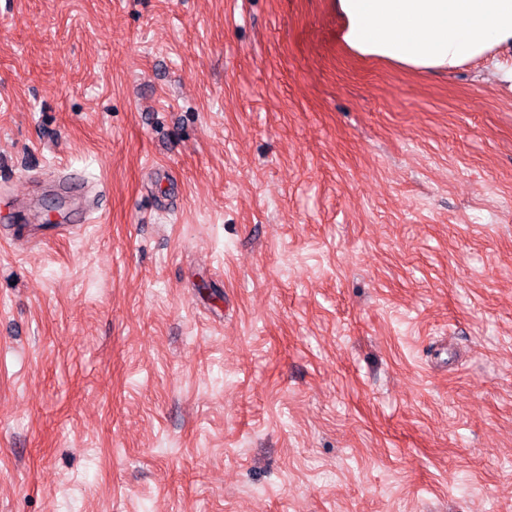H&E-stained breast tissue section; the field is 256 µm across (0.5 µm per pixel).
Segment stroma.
I'll return each instance as SVG.
<instances>
[{"label": "stroma", "instance_id": "stroma-1", "mask_svg": "<svg viewBox=\"0 0 512 512\" xmlns=\"http://www.w3.org/2000/svg\"><path fill=\"white\" fill-rule=\"evenodd\" d=\"M340 24L0 0V211L104 214L0 241V512H512V55ZM55 190L66 197V200L75 199V208H68L64 216L59 218V223L52 224L49 229L56 236H67L74 233L79 224H85L88 217L95 220L94 214L99 212L94 201L91 199V192L79 184L73 174L59 171L53 176Z\"/></svg>", "mask_w": 512, "mask_h": 512}]
</instances>
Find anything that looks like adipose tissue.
<instances>
[{"label":"adipose tissue","instance_id":"adipose-tissue-1","mask_svg":"<svg viewBox=\"0 0 512 512\" xmlns=\"http://www.w3.org/2000/svg\"><path fill=\"white\" fill-rule=\"evenodd\" d=\"M354 53L450 71L512 48V0H335Z\"/></svg>","mask_w":512,"mask_h":512}]
</instances>
